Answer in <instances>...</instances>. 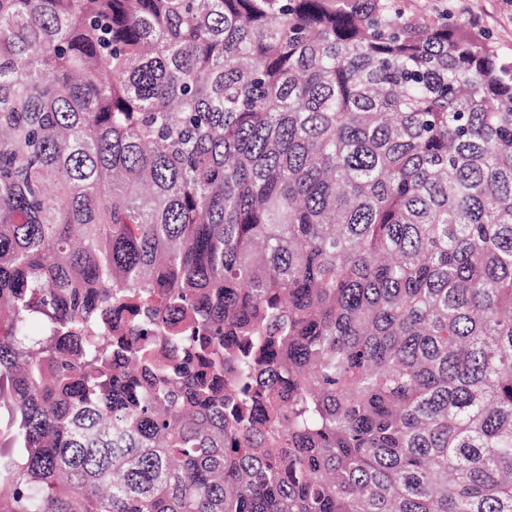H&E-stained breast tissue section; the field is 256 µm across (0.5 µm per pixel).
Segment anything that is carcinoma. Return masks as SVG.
Masks as SVG:
<instances>
[{
  "label": "carcinoma",
  "instance_id": "carcinoma-1",
  "mask_svg": "<svg viewBox=\"0 0 512 512\" xmlns=\"http://www.w3.org/2000/svg\"><path fill=\"white\" fill-rule=\"evenodd\" d=\"M0 512H512L489 35L0 0Z\"/></svg>",
  "mask_w": 512,
  "mask_h": 512
}]
</instances>
